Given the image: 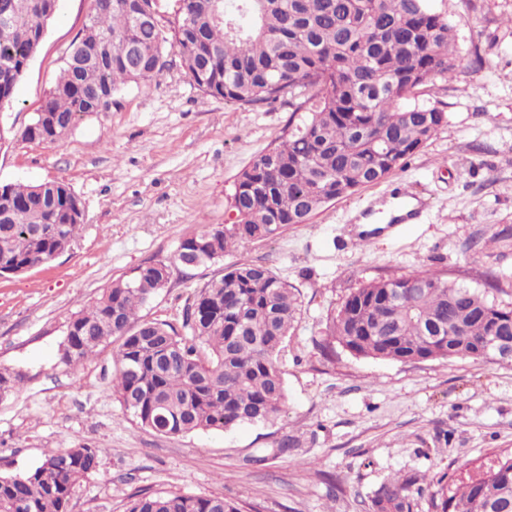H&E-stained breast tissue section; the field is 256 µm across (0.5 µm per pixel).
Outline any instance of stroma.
<instances>
[{
    "mask_svg": "<svg viewBox=\"0 0 512 512\" xmlns=\"http://www.w3.org/2000/svg\"><path fill=\"white\" fill-rule=\"evenodd\" d=\"M456 33L451 81L427 85L445 124L389 180L326 205L308 224L226 254L261 262L299 293L300 315L280 360L287 401L272 422L167 437L142 428L112 393L111 347L77 365L59 358L71 315L145 262L233 214V184L298 115L284 103L241 107L203 95L168 50L152 85L125 88L112 111L87 114L62 141L17 133L54 86L90 0H59L12 104L0 109V183L66 180L82 229L70 250L27 272L0 274V367L22 370L0 401V470L37 466L49 448L101 449L69 512H126L136 490L222 495L241 512H369L388 476L449 478L512 453V361L400 363L325 350L330 314L371 280L429 265L512 302V0H435ZM428 205L414 224H360L394 182ZM217 266L171 269L145 317L180 323L186 300ZM293 436L287 454L275 442Z\"/></svg>",
    "mask_w": 512,
    "mask_h": 512,
    "instance_id": "stroma-1",
    "label": "stroma"
}]
</instances>
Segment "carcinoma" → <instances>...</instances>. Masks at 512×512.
<instances>
[{"label": "carcinoma", "mask_w": 512, "mask_h": 512, "mask_svg": "<svg viewBox=\"0 0 512 512\" xmlns=\"http://www.w3.org/2000/svg\"><path fill=\"white\" fill-rule=\"evenodd\" d=\"M0 21V92L15 93L38 52L58 0H7ZM162 0H91L62 56L48 96L20 132L29 143L64 138L88 113L110 112L121 87L164 70L167 47L206 96L243 107L284 101L301 113L288 136L234 182V224L183 239L173 260L134 268L69 319L61 361L78 364L112 342L113 390L133 420L165 435L232 431L277 418L286 403L279 368L298 315L293 287L261 263H233L186 303L181 326L140 315L171 267L198 268L232 248L307 224L325 205L403 167L444 125L436 105L407 100L456 69L455 34L432 0H174L181 23L151 21ZM249 16L244 25L240 17ZM83 224L63 180L0 184V274H20L68 251ZM328 335L374 359L494 360L489 336L512 342V304L485 288L424 268L351 291ZM25 375L0 371V400ZM100 449L49 448L22 472L0 471V512H68L74 486L97 471ZM493 483L429 480L435 512H512V454L488 466ZM426 478L393 476L371 496L372 512H414ZM127 512H240L224 496L136 492Z\"/></svg>", "instance_id": "cac0c4a2"}]
</instances>
